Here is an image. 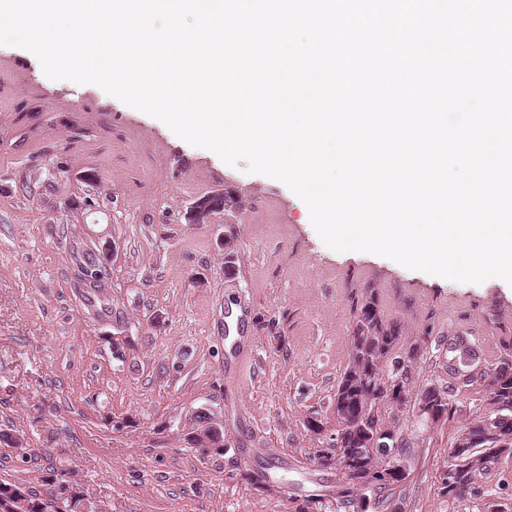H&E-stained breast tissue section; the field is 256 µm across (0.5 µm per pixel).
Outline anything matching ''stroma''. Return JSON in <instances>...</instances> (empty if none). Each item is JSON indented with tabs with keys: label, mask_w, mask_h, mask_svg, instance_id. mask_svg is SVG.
<instances>
[{
	"label": "stroma",
	"mask_w": 512,
	"mask_h": 512,
	"mask_svg": "<svg viewBox=\"0 0 512 512\" xmlns=\"http://www.w3.org/2000/svg\"><path fill=\"white\" fill-rule=\"evenodd\" d=\"M231 189L243 207L186 223L198 197ZM238 255L224 275L219 240ZM116 245L103 261L105 242ZM105 267L84 295L82 271ZM377 293L402 342L427 339L411 394H451L443 419L384 406L405 442L406 479L373 512H487L512 503V464L480 471V493L448 500V455L491 413L485 378L448 374V341L493 372L512 352V285L444 281L366 252L328 248L306 204L279 180L225 164L105 93L49 79L28 50L0 46V479L49 493L76 481L101 512H359L344 478L314 459L338 427L353 303ZM246 339L229 343L231 308ZM131 348L115 353L111 339ZM224 421L225 452L181 440L197 411ZM318 420L321 435L308 423ZM264 480L250 483L256 471Z\"/></svg>",
	"instance_id": "obj_1"
}]
</instances>
